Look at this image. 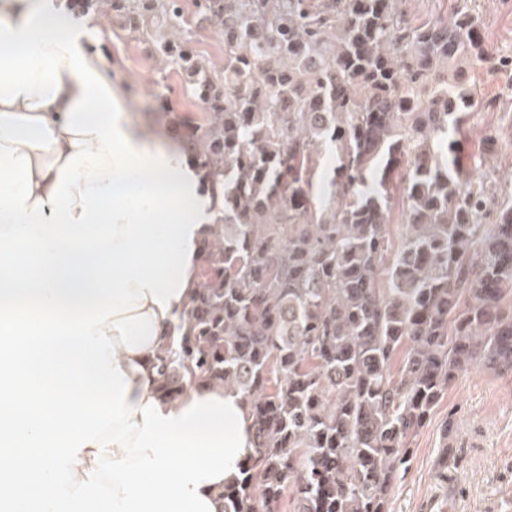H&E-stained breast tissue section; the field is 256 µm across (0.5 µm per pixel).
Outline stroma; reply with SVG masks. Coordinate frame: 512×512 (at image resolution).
I'll use <instances>...</instances> for the list:
<instances>
[{
  "label": "stroma",
  "mask_w": 512,
  "mask_h": 512,
  "mask_svg": "<svg viewBox=\"0 0 512 512\" xmlns=\"http://www.w3.org/2000/svg\"><path fill=\"white\" fill-rule=\"evenodd\" d=\"M187 20L182 35L208 65L221 67L224 40L201 22L195 0H182ZM490 53L512 57V12L500 0H475ZM89 45L108 63L123 93L136 99L134 120L166 127L199 121L201 110L177 67L164 64L151 44L125 31L117 18L107 29L90 32ZM468 86L477 110L468 125L464 172L495 198H512V145L495 153L483 147L486 130H512V70L470 69ZM455 431L443 441L442 428ZM409 461L393 488L390 512H427L435 499L450 500L453 512H512V373L475 366L451 383L426 423L412 438ZM447 464H440V457Z\"/></svg>",
  "instance_id": "stroma-1"
}]
</instances>
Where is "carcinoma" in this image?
<instances>
[{
  "mask_svg": "<svg viewBox=\"0 0 512 512\" xmlns=\"http://www.w3.org/2000/svg\"><path fill=\"white\" fill-rule=\"evenodd\" d=\"M202 111L188 160L224 178L201 284L156 357L158 392L244 399L252 454L221 512H389L408 443L475 364L512 370V202L464 176L470 0L414 23L397 0H110ZM333 191L318 199L308 173ZM196 0H182L183 11L187 24L182 29V37L192 41L200 51L207 65L219 68L224 63V39L221 34L201 22L197 15Z\"/></svg>",
  "mask_w": 512,
  "mask_h": 512,
  "instance_id": "cac0c4a2",
  "label": "carcinoma"
}]
</instances>
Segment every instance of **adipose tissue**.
Returning <instances> with one entry per match:
<instances>
[{
  "label": "adipose tissue",
  "mask_w": 512,
  "mask_h": 512,
  "mask_svg": "<svg viewBox=\"0 0 512 512\" xmlns=\"http://www.w3.org/2000/svg\"><path fill=\"white\" fill-rule=\"evenodd\" d=\"M110 11L0 0V512H218L239 394L156 391L221 183L88 51Z\"/></svg>",
  "instance_id": "ef3b65f1"
}]
</instances>
